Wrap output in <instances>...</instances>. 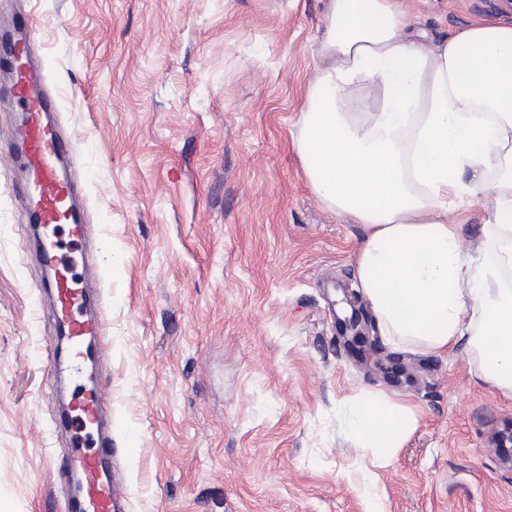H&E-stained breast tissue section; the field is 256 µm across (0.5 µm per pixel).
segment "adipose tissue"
<instances>
[{
  "instance_id": "adipose-tissue-1",
  "label": "adipose tissue",
  "mask_w": 512,
  "mask_h": 512,
  "mask_svg": "<svg viewBox=\"0 0 512 512\" xmlns=\"http://www.w3.org/2000/svg\"><path fill=\"white\" fill-rule=\"evenodd\" d=\"M297 148L309 185L362 225L360 288L386 335L433 352L468 338L482 379L512 392V24L428 41L410 0H325ZM488 217L464 249V198ZM408 411L356 406L362 448L399 447Z\"/></svg>"
}]
</instances>
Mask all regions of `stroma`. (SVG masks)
<instances>
[{
  "mask_svg": "<svg viewBox=\"0 0 512 512\" xmlns=\"http://www.w3.org/2000/svg\"><path fill=\"white\" fill-rule=\"evenodd\" d=\"M442 37L512 21L507 0H412ZM28 14L75 138L107 324L121 512H512L487 444L512 394L445 352L336 328L362 228L325 210L295 144L323 0H8ZM22 111L0 80V512H63L68 455L45 277L9 167ZM404 359L413 383L379 364ZM410 410L399 448H355L350 407Z\"/></svg>",
  "mask_w": 512,
  "mask_h": 512,
  "instance_id": "1",
  "label": "stroma"
}]
</instances>
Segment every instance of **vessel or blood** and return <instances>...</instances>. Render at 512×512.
<instances>
[{"instance_id":"vessel-or-blood-1","label":"vessel or blood","mask_w":512,"mask_h":512,"mask_svg":"<svg viewBox=\"0 0 512 512\" xmlns=\"http://www.w3.org/2000/svg\"><path fill=\"white\" fill-rule=\"evenodd\" d=\"M13 25L22 39L0 67L11 72L12 93L24 106L14 156L16 166L27 173L19 200L33 206L40 226L67 225L72 237V248L66 257L57 254L52 241L43 240L40 260L54 272L45 291L54 302L56 320L65 328L70 344L68 354L54 356L50 367L53 374L70 375L79 383L85 377L89 359L86 343L102 336L105 330L99 296L91 286L99 278V268L89 263L83 251L88 226L75 210L79 185L62 170L63 160L74 154L75 142L49 118L59 108V96L49 87L44 62L35 57L31 24L17 18ZM70 410V452L59 470L76 473L80 488L69 497L66 512H116L112 419L105 415L98 396L72 398Z\"/></svg>"}]
</instances>
